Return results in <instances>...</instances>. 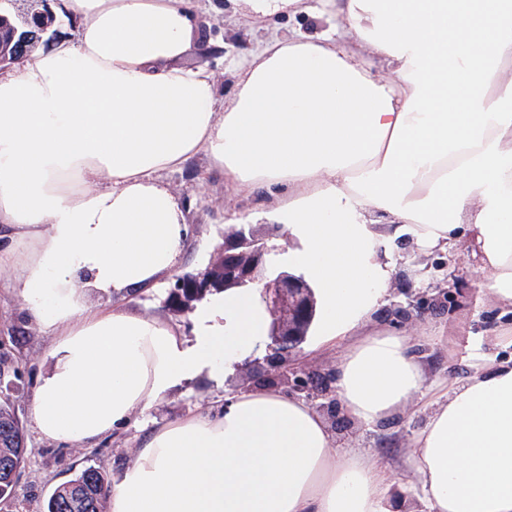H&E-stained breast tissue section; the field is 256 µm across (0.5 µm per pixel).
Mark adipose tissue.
<instances>
[{
	"label": "adipose tissue",
	"instance_id": "adipose-tissue-1",
	"mask_svg": "<svg viewBox=\"0 0 512 512\" xmlns=\"http://www.w3.org/2000/svg\"><path fill=\"white\" fill-rule=\"evenodd\" d=\"M243 2L267 35L235 64L226 103L212 70L183 63L201 44L192 0H57L72 37L0 70V264L54 336L31 404L39 433L95 445L199 377L222 382L263 343L257 284L208 296L190 339L129 302L175 271L190 237L158 175L201 154L235 189L285 187L268 217L295 245L274 264L316 289L353 421L429 391L406 460L421 512H512V363L480 355L465 380L429 383L408 337L363 331L386 300L390 232L424 251L468 236L480 287L512 308V0H319L342 34L290 37L271 20L311 13L310 0ZM395 493L308 404L257 389L153 428L109 500L110 512H392Z\"/></svg>",
	"mask_w": 512,
	"mask_h": 512
}]
</instances>
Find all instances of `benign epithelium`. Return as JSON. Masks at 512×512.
Masks as SVG:
<instances>
[{
    "label": "benign epithelium",
    "mask_w": 512,
    "mask_h": 512,
    "mask_svg": "<svg viewBox=\"0 0 512 512\" xmlns=\"http://www.w3.org/2000/svg\"><path fill=\"white\" fill-rule=\"evenodd\" d=\"M49 11H37L25 18L19 33L24 43L34 37H43L48 26L37 18ZM242 238L224 240V247L214 254L210 270L228 280L262 284V299L271 317V353L263 361L255 362V381L260 385L279 387L286 392L305 394L316 408L330 415L336 411V393L333 375L296 358L303 343L302 319L311 302L309 289L286 275L268 281L263 278V266L268 245L255 241L249 252L241 251Z\"/></svg>",
    "instance_id": "benign-epithelium-1"
}]
</instances>
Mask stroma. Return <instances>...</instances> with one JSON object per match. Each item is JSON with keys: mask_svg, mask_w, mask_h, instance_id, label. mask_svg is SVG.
Returning a JSON list of instances; mask_svg holds the SVG:
<instances>
[{"mask_svg": "<svg viewBox=\"0 0 512 512\" xmlns=\"http://www.w3.org/2000/svg\"><path fill=\"white\" fill-rule=\"evenodd\" d=\"M197 13L206 25L207 39L217 52H194L189 63L212 68L217 77L219 99H230L234 90L232 63L246 56L262 39V32L250 29L240 14L237 0H194ZM186 207L193 236L183 253L179 271L195 274L204 270L212 255L224 245V231L233 216H248L267 209L268 192L236 191L225 183L219 171L210 169L199 155L186 167L159 175ZM392 265L387 298L371 316L372 330H391L408 336L419 348L418 358L427 380L447 375L465 379L478 352L512 357V347H497L498 331L512 328V311L502 308L489 293L477 288L472 258L466 239H458L447 250L423 252L411 237L403 235L385 242ZM174 276L160 286L135 294L132 304L146 314L161 313L185 336L193 334L192 312L172 310L167 302ZM411 305L410 318L392 316L397 305ZM53 338L49 331L28 317L26 304L11 286L8 268H0V360L7 368L19 369L12 384H0L8 392L16 415L22 422L25 462L11 499L0 501V512H41L45 499L59 485L82 468L94 466L115 475L130 464L146 434L154 425L169 419L201 412L218 411L226 394L254 388L253 372L236 368L223 383L201 379L182 393L158 402L144 414H135L129 423L93 447L63 448L42 438L30 413L38 377L49 366L48 351ZM432 412L426 395H416L407 411L366 427L355 423L344 410H337L330 431L339 447L369 454L386 466L398 481L411 477L405 460L412 441Z\"/></svg>", "mask_w": 512, "mask_h": 512, "instance_id": "1", "label": "stroma"}]
</instances>
